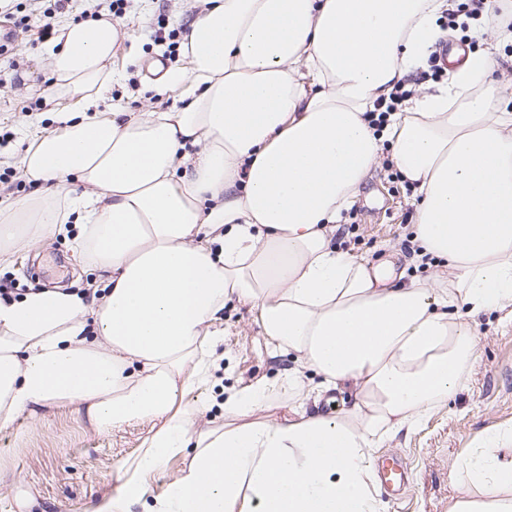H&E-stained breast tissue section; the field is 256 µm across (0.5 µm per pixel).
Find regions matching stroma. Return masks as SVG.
<instances>
[{
	"label": "stroma",
	"mask_w": 512,
	"mask_h": 512,
	"mask_svg": "<svg viewBox=\"0 0 512 512\" xmlns=\"http://www.w3.org/2000/svg\"><path fill=\"white\" fill-rule=\"evenodd\" d=\"M200 0H134L116 24L122 38L113 65L124 74L112 95L129 111L147 108V87L154 68H186L182 56L169 57L154 40L158 27L183 29ZM0 52V170L16 167L29 136L44 132L41 113L51 111L53 77L46 44L12 30ZM414 191L403 180L376 166L355 204L341 213L333 238L336 248L376 260L387 248H401L412 232ZM100 273L78 267L70 239L58 236L19 249L0 263V285L17 298L34 288L56 284L94 288ZM256 312L237 302L224 310V364L218 387H244L257 380L276 381L293 368V356L274 349L255 324ZM512 424V326L485 322L479 328L478 358L462 390L430 414L413 432L400 434L374 453L375 463L397 456L404 469L400 494L380 488L386 512H448L455 493L450 474L455 460L474 448L483 431ZM148 423L133 422L102 432L74 406L22 415L0 430V466L10 473L0 483V512H91L112 491V474L131 456Z\"/></svg>",
	"instance_id": "obj_1"
}]
</instances>
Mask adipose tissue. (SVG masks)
<instances>
[{
	"mask_svg": "<svg viewBox=\"0 0 512 512\" xmlns=\"http://www.w3.org/2000/svg\"><path fill=\"white\" fill-rule=\"evenodd\" d=\"M202 2L187 69L154 86L175 91L166 110L113 101L111 17L66 24L49 51L75 106L50 112L54 130L20 158L37 191L0 198V261L68 235L102 287L0 300V429L67 404L100 431L149 423L93 512H384L375 448L456 394L481 318L512 325V108L492 77L512 30L378 132L366 113L447 38L448 0ZM385 153L418 194L412 241L429 278L331 245ZM234 301L295 366L225 391L223 424L201 429L207 403L184 398L219 369ZM346 387L351 409L308 411ZM281 392L288 417L266 416ZM452 474L448 512H512V425L486 430Z\"/></svg>",
	"mask_w": 512,
	"mask_h": 512,
	"instance_id": "ef3b65f1",
	"label": "adipose tissue"
}]
</instances>
